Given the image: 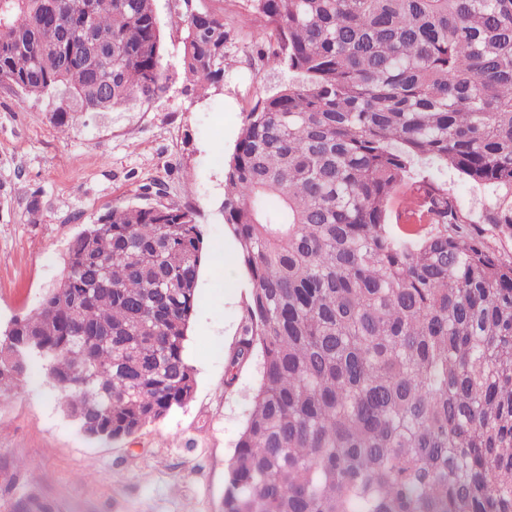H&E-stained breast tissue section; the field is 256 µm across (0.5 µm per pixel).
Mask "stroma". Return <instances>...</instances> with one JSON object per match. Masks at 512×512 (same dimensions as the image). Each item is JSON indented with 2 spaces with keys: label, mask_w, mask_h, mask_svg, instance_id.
<instances>
[{
  "label": "stroma",
  "mask_w": 512,
  "mask_h": 512,
  "mask_svg": "<svg viewBox=\"0 0 512 512\" xmlns=\"http://www.w3.org/2000/svg\"><path fill=\"white\" fill-rule=\"evenodd\" d=\"M169 89L158 100L83 113L59 134L56 105L0 84V333L34 310L63 271L70 239L112 206L176 203L195 209L207 255L186 356L191 401L135 438L94 440L61 406L41 373L0 404V512H222L228 461L258 385V363L225 388V363L239 337L251 282L241 267L214 268L212 251L236 254L224 224L223 156L244 112L287 83L286 68L249 58L265 41L261 23L237 32L224 81L191 91L181 67L183 32L173 0H155ZM478 213L487 195L434 162L413 168ZM28 468H18V460Z\"/></svg>",
  "instance_id": "35a3bbf8"
}]
</instances>
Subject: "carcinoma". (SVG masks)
I'll use <instances>...</instances> for the list:
<instances>
[{
  "label": "carcinoma",
  "instance_id": "cac0c4a2",
  "mask_svg": "<svg viewBox=\"0 0 512 512\" xmlns=\"http://www.w3.org/2000/svg\"><path fill=\"white\" fill-rule=\"evenodd\" d=\"M181 65L224 81V0H177ZM257 67L224 224L251 292L224 385L259 359L223 512H512V0H247ZM153 0H0V82L76 112L162 98ZM490 191L481 216L417 160ZM407 209L392 223L390 200ZM204 240L192 208L114 206L0 337V403L32 367L87 437L186 405Z\"/></svg>",
  "mask_w": 512,
  "mask_h": 512
}]
</instances>
